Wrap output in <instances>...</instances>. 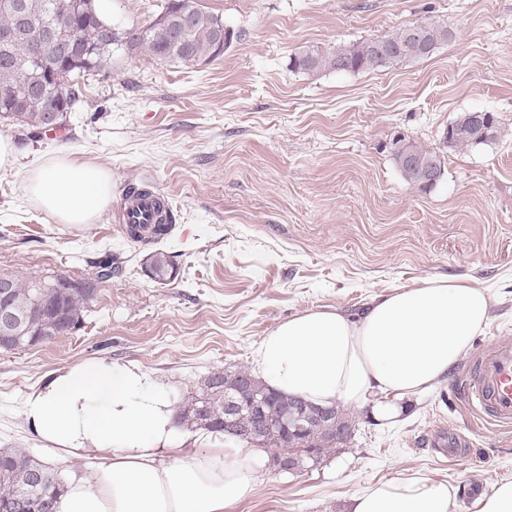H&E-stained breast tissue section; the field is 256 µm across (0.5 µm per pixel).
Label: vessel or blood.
Returning a JSON list of instances; mask_svg holds the SVG:
<instances>
[{"mask_svg": "<svg viewBox=\"0 0 512 512\" xmlns=\"http://www.w3.org/2000/svg\"><path fill=\"white\" fill-rule=\"evenodd\" d=\"M167 199L161 192H129L123 197L118 230L149 233L163 214ZM464 405L480 420L512 426V342L503 340L476 356L473 367L456 381Z\"/></svg>", "mask_w": 512, "mask_h": 512, "instance_id": "1", "label": "vessel or blood"}]
</instances>
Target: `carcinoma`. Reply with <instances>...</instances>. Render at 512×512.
Here are the masks:
<instances>
[{
  "label": "carcinoma",
  "mask_w": 512,
  "mask_h": 512,
  "mask_svg": "<svg viewBox=\"0 0 512 512\" xmlns=\"http://www.w3.org/2000/svg\"><path fill=\"white\" fill-rule=\"evenodd\" d=\"M20 13L0 12V117L19 131L42 137L39 131L46 111L58 113L56 128L67 124L68 113L80 101L75 76L103 69L112 53L145 51L154 59L171 65L193 67L224 56L232 42L233 31L224 28V19L201 9L196 0H166L157 18L147 26L125 32H108L96 5L97 0H16ZM188 20H183V15ZM448 28L436 21L417 27H404L375 40L336 47L327 51L302 49L291 57L294 69L314 73L321 69L355 72L368 68L390 67L397 63L429 57L448 41ZM30 40L49 42V46L77 42L84 52L63 56L49 52L47 66L32 62L22 49ZM461 114L448 127L446 141L452 146L484 144L496 137L495 118L490 112ZM392 154L404 178L421 188L435 181H424L423 172L442 166L440 158L417 145L397 137ZM153 280L165 284L175 278L171 256L162 250L148 255ZM15 286L14 297L21 307L19 334L24 345L37 340L48 341L70 333L71 326L83 319L88 301L97 293V283L86 288H69V279L58 276L60 287L45 288L43 279L14 273H0ZM244 407L232 413L229 398ZM314 413L318 407L306 400L288 396L269 388L253 373L240 367L233 371L214 369L204 378L201 390L179 403L175 419L181 428L203 430L230 436L255 447L267 446L278 454H291L298 466L311 467L336 446L353 436V416L340 405L323 419H315L309 428L295 434L283 422L300 409ZM64 493L58 471L15 449L0 450V501L27 495L34 509L57 512L56 505Z\"/></svg>",
  "instance_id": "1"
}]
</instances>
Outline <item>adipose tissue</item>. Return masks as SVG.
I'll return each instance as SVG.
<instances>
[{"label":"adipose tissue","instance_id":"adipose-tissue-1","mask_svg":"<svg viewBox=\"0 0 512 512\" xmlns=\"http://www.w3.org/2000/svg\"><path fill=\"white\" fill-rule=\"evenodd\" d=\"M26 192L60 224H86L112 200L102 168L60 156L33 168ZM486 291L434 278L375 298L361 317L298 313L263 337L260 379L318 406L371 405L376 419L401 399L434 388L490 321ZM24 413L52 454L93 459L69 483L57 512H225L249 498L267 465L263 449L208 436L178 446L167 393L146 371L105 358L56 371ZM353 512H451L447 484L399 476L353 495Z\"/></svg>","mask_w":512,"mask_h":512}]
</instances>
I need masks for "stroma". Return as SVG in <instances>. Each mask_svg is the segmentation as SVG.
Masks as SVG:
<instances>
[{
  "instance_id": "35a3bbf8",
  "label": "stroma",
  "mask_w": 512,
  "mask_h": 512,
  "mask_svg": "<svg viewBox=\"0 0 512 512\" xmlns=\"http://www.w3.org/2000/svg\"><path fill=\"white\" fill-rule=\"evenodd\" d=\"M235 37L221 59L193 68L115 52L77 83L83 106L67 139L18 141L0 170V272L95 278L111 252L119 271L100 285L82 325L33 348L0 352V448L26 452L65 480L86 461L46 453L24 415L55 371L94 358L141 368L172 402L216 368L252 367L271 330L308 309L349 315L403 286L452 277L493 297L471 350L512 340V0H197ZM164 0H98L122 30L147 25ZM451 36L427 59L357 72L292 69L305 47L369 41L426 20ZM490 111L497 136L446 143L461 113ZM437 153L444 175L424 190L391 155L395 136ZM66 155L107 170L112 195L150 184L176 216L159 245L123 238L113 208L89 224H59L25 191L30 169ZM177 269L156 283L154 249ZM457 371L416 395L391 421L347 405L353 438L289 475L267 467L254 494L226 512H351V496L399 474L448 483L454 512L471 488L512 480V430L475 420L455 391ZM468 435V456L424 443L432 431Z\"/></svg>"
}]
</instances>
